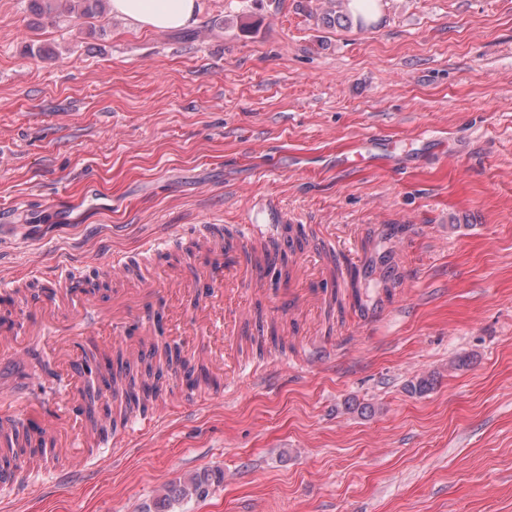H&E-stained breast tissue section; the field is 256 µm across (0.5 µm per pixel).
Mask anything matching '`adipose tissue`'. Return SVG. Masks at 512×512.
<instances>
[{
  "mask_svg": "<svg viewBox=\"0 0 512 512\" xmlns=\"http://www.w3.org/2000/svg\"><path fill=\"white\" fill-rule=\"evenodd\" d=\"M113 14L137 27L155 31L197 24L199 0H110Z\"/></svg>",
  "mask_w": 512,
  "mask_h": 512,
  "instance_id": "1",
  "label": "adipose tissue"
}]
</instances>
